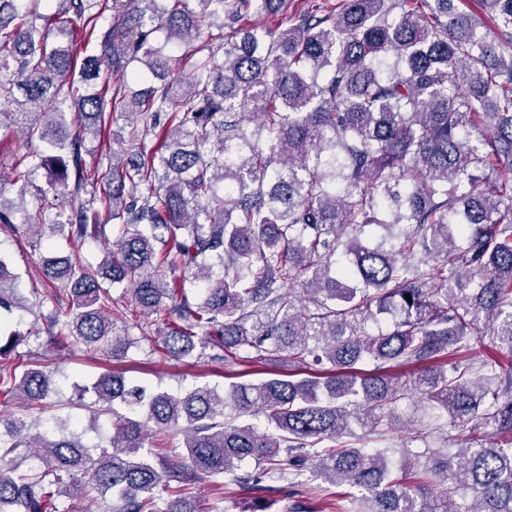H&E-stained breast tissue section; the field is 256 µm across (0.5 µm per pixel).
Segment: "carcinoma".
Here are the masks:
<instances>
[{
	"label": "carcinoma",
	"mask_w": 512,
	"mask_h": 512,
	"mask_svg": "<svg viewBox=\"0 0 512 512\" xmlns=\"http://www.w3.org/2000/svg\"><path fill=\"white\" fill-rule=\"evenodd\" d=\"M479 2L480 16L457 0H340L320 14L288 0H0V115L26 139L11 177L35 201L0 198V224L107 246L96 268L44 261L63 292L42 297L52 343L126 357L109 291L125 282L163 315L171 357L247 346L263 367L286 353L307 373L170 393L108 370L83 405L94 423L113 418L107 446L0 417V512H57L56 497L89 488L115 497L113 512H154L160 487L168 512H189L195 473L252 463L285 479L310 460L360 491L339 493L352 512H512V446L477 436L490 421L512 437V364L473 357L484 327L512 353V0ZM248 13L277 26L213 33ZM158 29L173 48L198 41L190 72L152 43ZM135 62L161 84L133 89ZM88 135L112 140L92 169ZM25 302L0 256V311ZM26 339L0 334V386L40 406L57 389L17 351ZM415 394L465 447L410 457L345 440L355 410L373 430ZM260 414L263 430L240 422ZM156 431L183 436L191 471L155 461ZM29 459L44 471L21 470Z\"/></svg>",
	"instance_id": "carcinoma-1"
}]
</instances>
